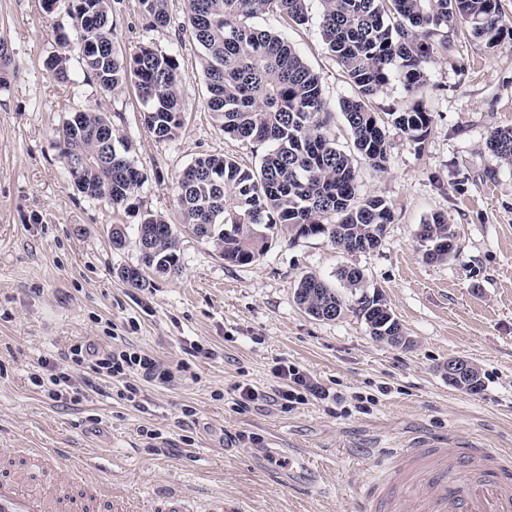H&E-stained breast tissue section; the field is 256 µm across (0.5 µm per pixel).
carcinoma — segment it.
I'll return each instance as SVG.
<instances>
[{"label":"carcinoma","instance_id":"obj_1","mask_svg":"<svg viewBox=\"0 0 512 512\" xmlns=\"http://www.w3.org/2000/svg\"><path fill=\"white\" fill-rule=\"evenodd\" d=\"M309 0H187L190 33L203 49L202 71L207 105L224 133L266 144L257 169L242 168L224 155L204 154L179 179V205L185 224L210 226L207 241L224 262L246 265L268 247V231L279 227L299 237L325 236L347 254L378 247L394 215L379 197L356 196V163L383 170L387 161L385 121L368 100L399 71L405 87L423 82L422 64L447 33L465 25L487 44L503 32L500 0H318L320 36L346 72L354 94L340 103L350 129L352 149L336 147L328 136L331 113L318 76L283 35L257 28L249 20L273 10L297 25L308 21ZM154 27L171 19L167 0H139ZM68 11L85 65L99 88L112 92L132 82L145 107L144 121L159 142L178 134L183 108L178 94L179 64L151 47L118 56L113 48L112 0H69ZM68 57L53 55L47 66L57 79H68ZM395 127L416 141L433 123V113L418 104L391 112ZM65 160L87 163L71 174L76 189L114 208L128 205L143 175L134 161L117 150L112 121L98 112H77L58 131ZM488 148L512 165V128L490 133ZM425 259H448L454 232L434 214L417 234ZM150 242L141 252L143 267H123L119 279L146 287V272H179L177 226L149 214L137 225L136 242ZM338 279L357 297L355 313L377 340L396 336L400 323L382 299L365 290L363 271L344 267ZM298 305L318 320H336L345 301L323 279L308 274L297 283Z\"/></svg>","mask_w":512,"mask_h":512}]
</instances>
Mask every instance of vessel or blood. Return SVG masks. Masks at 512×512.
Wrapping results in <instances>:
<instances>
[{
    "label": "vessel or blood",
    "mask_w": 512,
    "mask_h": 512,
    "mask_svg": "<svg viewBox=\"0 0 512 512\" xmlns=\"http://www.w3.org/2000/svg\"><path fill=\"white\" fill-rule=\"evenodd\" d=\"M19 474H0V512H112V472L85 479L53 448H22ZM148 512H190L173 491ZM356 512H512V453L427 438L381 456Z\"/></svg>",
    "instance_id": "obj_1"
}]
</instances>
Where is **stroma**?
<instances>
[{
  "label": "stroma",
  "instance_id": "35a3bbf8",
  "mask_svg": "<svg viewBox=\"0 0 512 512\" xmlns=\"http://www.w3.org/2000/svg\"><path fill=\"white\" fill-rule=\"evenodd\" d=\"M504 33L495 45L449 36L423 65L424 81L405 89L392 76L370 100L377 113L421 102L435 119L422 141L388 127V160L357 166L359 197L392 209L374 251L348 255L327 237H274L255 262L233 266L183 224L179 176L198 156L222 154L257 167L266 148L225 135L207 107L201 47L191 37L186 0H168L171 23L150 27L138 0H115L113 43L126 55L146 45L173 56L181 72L184 124L157 142L144 124L134 86L103 93L72 56L68 81L46 66L73 39L68 0L46 12L43 0H0V40L15 69L0 87V455L14 448H57L112 461V490L141 497L168 488L210 491L244 512H354L355 492L382 449L423 435L454 433L512 451V165L487 145L512 128V0H502ZM310 20L284 25L266 14L258 27L288 37L319 75L337 147L352 146L340 103L352 93L319 35V2ZM99 112L118 129L144 175L129 208L82 197L61 155L57 131L75 113ZM150 213L178 227L180 269L128 288L118 269L139 266L136 241L113 250L109 232L127 233ZM447 217L459 252L428 262L416 237L431 215ZM361 269L412 341L374 339L353 311L317 320L294 285L311 273L341 288V267ZM137 346L164 364L186 363L171 380L141 383V402L117 395L52 401L29 381L41 357L74 343ZM202 353L190 356V345ZM465 357L483 387L448 384L443 366ZM299 368L330 393L288 411L239 405V387L269 390L277 369ZM158 430L147 445L142 428ZM325 467L321 485L288 483L289 451Z\"/></svg>",
  "mask_w": 512,
  "mask_h": 512
}]
</instances>
